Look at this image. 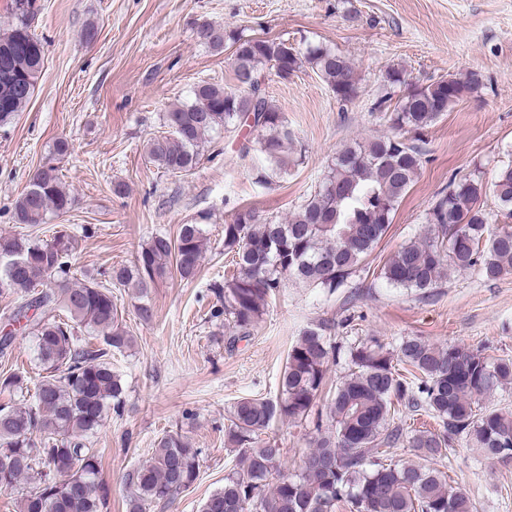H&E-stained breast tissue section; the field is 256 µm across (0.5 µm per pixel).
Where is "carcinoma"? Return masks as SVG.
<instances>
[{
    "label": "carcinoma",
    "mask_w": 512,
    "mask_h": 512,
    "mask_svg": "<svg viewBox=\"0 0 512 512\" xmlns=\"http://www.w3.org/2000/svg\"><path fill=\"white\" fill-rule=\"evenodd\" d=\"M35 2L12 0L10 28L0 35V126L30 102L42 72L44 45L32 31ZM196 37L213 51L236 47L234 85L199 83L189 102L164 113L167 131L148 142L147 154L167 173L190 174L205 137L221 129L242 133L241 156L264 157L253 169L254 184L268 186L287 173L294 132L268 96L256 100L250 89L267 67L297 72L309 66L343 108L358 97L353 63L326 45L301 52L286 40L249 37L206 21L196 24ZM383 82L386 93L375 111L389 132L336 152L321 183L289 217L240 208L224 223V254L234 271L212 289L219 303L213 316L224 317L228 344L251 334L285 281L334 294L370 273L368 260L422 165L424 131L481 79L471 73L412 87L403 70L390 67ZM402 86L407 92L388 108ZM489 189L512 219V163L501 166L489 186L454 178L428 210L425 234L387 256L377 278L424 296L451 271L473 270L487 281L511 272L512 225L491 227L479 205ZM74 202L57 168L45 163L15 203L23 231L0 236V296H16V305L0 313L7 326L0 352L16 335L12 325L24 318L45 372L32 390L21 374L0 375V394L9 399L0 405V492L35 481L20 512H107L110 490L99 478L89 437L110 412H121L125 389L112 371V353L132 343L108 284L132 289L140 320L149 322L148 290L174 271L194 279L208 251L203 225L187 223L174 236L152 235L130 267L77 275L78 244L69 225H54L45 239L30 232ZM30 309L41 315L27 318ZM335 331L330 321L304 329L288 350L279 394L242 398L231 407L224 447L235 453L236 465L201 512H472L467 494L449 486L434 461L459 440L487 458H508L503 449L512 450V412L485 401L512 383V360L409 336L391 349L375 338L343 348L333 340ZM342 353L347 371L324 399L329 364ZM407 415H425L436 427L409 430ZM277 421L313 425V448L295 474L281 472L278 441L261 438ZM404 443L416 460H389ZM198 476V449L178 433L161 437L150 458L126 476L132 488L127 512L171 503Z\"/></svg>",
    "instance_id": "obj_1"
}]
</instances>
